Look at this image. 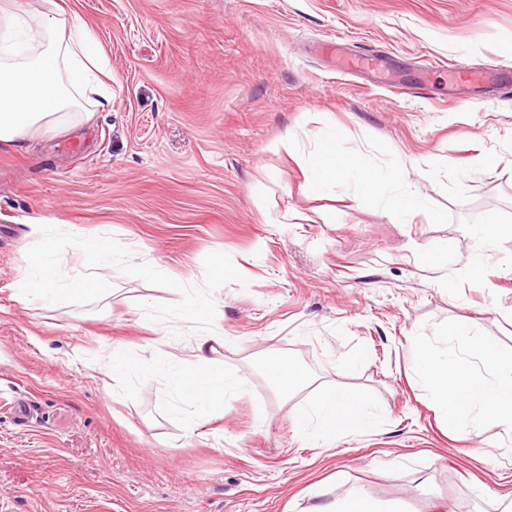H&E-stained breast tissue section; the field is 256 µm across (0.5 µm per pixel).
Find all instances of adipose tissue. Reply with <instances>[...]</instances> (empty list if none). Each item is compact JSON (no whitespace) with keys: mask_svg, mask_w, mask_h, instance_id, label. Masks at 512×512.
Listing matches in <instances>:
<instances>
[{"mask_svg":"<svg viewBox=\"0 0 512 512\" xmlns=\"http://www.w3.org/2000/svg\"><path fill=\"white\" fill-rule=\"evenodd\" d=\"M43 2V9L36 10L22 8L18 0H0V146L20 147L37 135H57L110 102L105 59L93 35L57 0ZM307 182L317 193L351 184L361 194L382 196L397 224L406 223L425 204L396 168H366L345 155L332 129L309 154ZM77 249L81 267L67 271L66 255L56 240L42 237L39 249L25 258L18 299L53 306L87 294L110 293L115 242L105 234L87 236ZM182 294L177 316L194 338L193 355L170 356L167 381L180 401L203 416L237 384L211 358L219 341L213 329L216 306L195 289H183ZM413 371L450 432L478 425L512 434V361L474 338L469 321L455 323L437 344L421 346ZM296 418L303 436L317 444L377 424L371 402L341 385L320 390L297 409Z\"/></svg>","mask_w":512,"mask_h":512,"instance_id":"ef3b65f1","label":"adipose tissue"}]
</instances>
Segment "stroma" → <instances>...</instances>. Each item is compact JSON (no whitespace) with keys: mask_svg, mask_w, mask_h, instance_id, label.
I'll return each instance as SVG.
<instances>
[{"mask_svg":"<svg viewBox=\"0 0 512 512\" xmlns=\"http://www.w3.org/2000/svg\"><path fill=\"white\" fill-rule=\"evenodd\" d=\"M60 2L101 46L112 100L0 147V512H307L353 488L398 512H501L512 438L449 433L411 347L466 318L512 356V0ZM365 53L378 70L340 73ZM459 67L493 79L451 101ZM329 127L366 166L430 170L425 206L396 224L374 197L310 195ZM487 222L485 285L468 263ZM36 224L73 265L78 237L111 236V294L19 302ZM180 282L221 306L214 359L242 383L203 417L166 378L190 355ZM116 353L135 367L119 382L101 372ZM271 358L308 386L283 394ZM336 384L380 423L317 448L295 409Z\"/></svg>","mask_w":512,"mask_h":512,"instance_id":"obj_1","label":"stroma"}]
</instances>
